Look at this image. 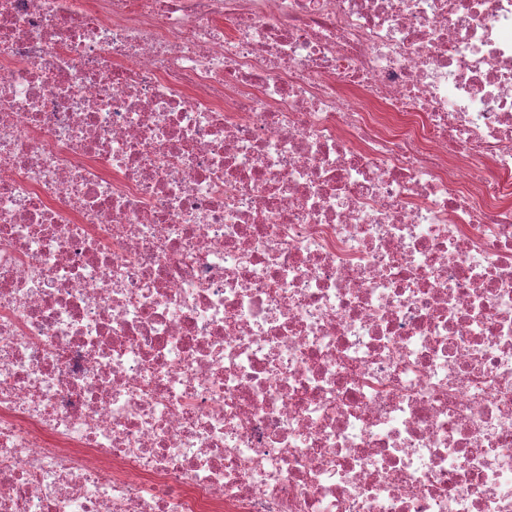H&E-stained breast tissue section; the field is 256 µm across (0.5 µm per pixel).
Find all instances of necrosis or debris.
I'll use <instances>...</instances> for the list:
<instances>
[{
	"mask_svg": "<svg viewBox=\"0 0 512 512\" xmlns=\"http://www.w3.org/2000/svg\"><path fill=\"white\" fill-rule=\"evenodd\" d=\"M0 512H512V0H0Z\"/></svg>",
	"mask_w": 512,
	"mask_h": 512,
	"instance_id": "obj_1",
	"label": "necrosis or debris"
}]
</instances>
